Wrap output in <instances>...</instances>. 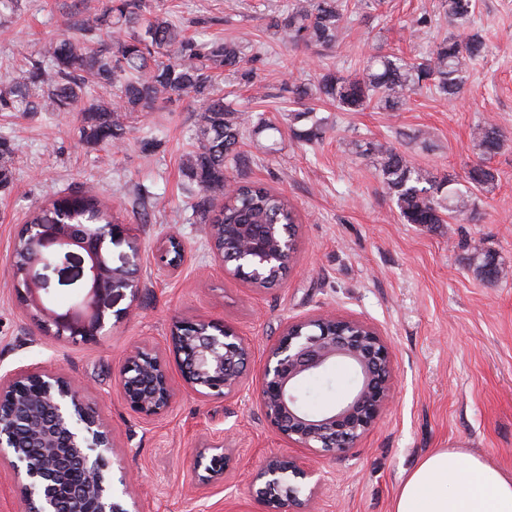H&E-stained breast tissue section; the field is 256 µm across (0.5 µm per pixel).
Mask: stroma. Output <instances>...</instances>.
Instances as JSON below:
<instances>
[{
    "instance_id": "stroma-1",
    "label": "stroma",
    "mask_w": 512,
    "mask_h": 512,
    "mask_svg": "<svg viewBox=\"0 0 512 512\" xmlns=\"http://www.w3.org/2000/svg\"><path fill=\"white\" fill-rule=\"evenodd\" d=\"M74 0H20L0 32V73L37 57L71 34ZM443 0H382L354 7L343 41L331 49L291 43L271 28L288 0H166L188 38L236 42L250 81L224 72L215 89L226 103L262 117L266 130L243 135L237 180L288 197L298 217L297 252L284 283L257 288L225 274L185 197L183 163L193 144L199 101L184 97L128 121L120 149L80 142L73 112H0L11 145L10 186L0 189V375L62 372L86 389L112 432L113 470L125 471L140 512H263L250 481L264 459L293 451L323 474L309 512H391L406 474L445 448L512 471V277L483 282L468 265L473 246L490 248L512 268V0H476L469 31L482 56L470 64L455 100L421 90L396 112L369 105L344 112L310 100L323 127L306 140L294 86L333 70L361 72L374 54L426 55L450 32ZM427 18L428 33L409 28ZM496 122L503 146L482 158L472 128ZM389 142L437 177L464 180L485 163L494 184L477 194V216L461 224H408L355 141ZM88 192L106 200L124 231L112 258H137V297L116 303L97 340L69 343L45 332L20 303L9 276L14 239L33 211ZM176 233L185 248L177 271L162 268L157 244ZM327 312L376 329L389 346L394 401L369 432L341 453L291 449L266 420L256 390L267 347L288 323ZM224 322L250 344L238 391L203 398L167 365L177 397L147 420L131 410L117 379L126 353L143 345L167 353L176 321ZM222 438L230 457L223 479L206 483L193 469L199 445Z\"/></svg>"
}]
</instances>
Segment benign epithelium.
Instances as JSON below:
<instances>
[{"instance_id": "benign-epithelium-1", "label": "benign epithelium", "mask_w": 512, "mask_h": 512, "mask_svg": "<svg viewBox=\"0 0 512 512\" xmlns=\"http://www.w3.org/2000/svg\"><path fill=\"white\" fill-rule=\"evenodd\" d=\"M79 224H26L27 234L44 247V255L11 279L22 302L40 326L73 343L95 340L106 324L107 310L125 291L135 292L130 261L110 260L108 243L120 233L117 224H92L85 213ZM238 278L250 272L260 282L268 267L281 260L291 242L276 245L273 231L256 236L240 227ZM78 268L83 292L66 310L45 300L49 283L42 271L58 259ZM182 381L201 397H225L243 383L251 357L246 340L231 327L211 319L179 321L171 336ZM354 371L349 392L321 411H309L298 398L303 380L328 373L340 364ZM118 383L135 413L151 419L167 411L176 396L165 360L147 347L131 349L118 372ZM266 420L289 442L306 450L336 453L370 431L392 403L390 351L371 327L333 314L287 325L266 351L258 390ZM114 454L112 433L88 402L86 390L63 373L31 370L0 378V463L18 479L24 512H139L125 472L107 475ZM228 456L224 439L200 450L194 469L205 481L224 475ZM321 484L317 472L290 454L272 456L259 466L253 496L264 512H305Z\"/></svg>"}]
</instances>
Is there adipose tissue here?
<instances>
[{"label":"adipose tissue","instance_id":"ef3b65f1","mask_svg":"<svg viewBox=\"0 0 512 512\" xmlns=\"http://www.w3.org/2000/svg\"><path fill=\"white\" fill-rule=\"evenodd\" d=\"M392 512H512V472L477 456L436 450L402 481Z\"/></svg>","mask_w":512,"mask_h":512}]
</instances>
